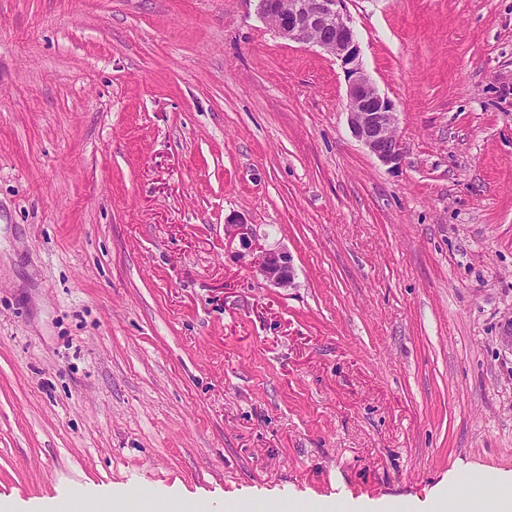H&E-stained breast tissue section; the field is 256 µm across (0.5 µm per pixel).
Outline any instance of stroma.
<instances>
[{
  "instance_id": "obj_1",
  "label": "stroma",
  "mask_w": 512,
  "mask_h": 512,
  "mask_svg": "<svg viewBox=\"0 0 512 512\" xmlns=\"http://www.w3.org/2000/svg\"><path fill=\"white\" fill-rule=\"evenodd\" d=\"M347 13L395 166L257 0H0L1 496L512 471V0ZM252 255V268L277 288H288L294 279L291 258L286 252L266 250L255 242L253 225L241 220L227 221L224 225V241L232 246L235 241Z\"/></svg>"
}]
</instances>
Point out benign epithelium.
Here are the masks:
<instances>
[{"label": "benign epithelium", "mask_w": 512, "mask_h": 512, "mask_svg": "<svg viewBox=\"0 0 512 512\" xmlns=\"http://www.w3.org/2000/svg\"><path fill=\"white\" fill-rule=\"evenodd\" d=\"M346 0H258L259 11L273 21L284 39L314 44L340 61L348 74L347 115L354 136L385 164L402 156L397 113L360 61L356 34L345 9ZM225 244L237 242L252 255V268L270 284L288 288L294 279L290 256L266 250L255 242L253 225L232 220L224 225Z\"/></svg>", "instance_id": "7a95c632"}]
</instances>
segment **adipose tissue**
Returning <instances> with one entry per match:
<instances>
[{"instance_id":"ef3b65f1","label":"adipose tissue","mask_w":512,"mask_h":512,"mask_svg":"<svg viewBox=\"0 0 512 512\" xmlns=\"http://www.w3.org/2000/svg\"><path fill=\"white\" fill-rule=\"evenodd\" d=\"M211 494L180 491L134 492L120 486H92L81 495L59 492L55 497L20 507L0 500V512H209ZM512 512V474L498 473L477 484L469 493L435 491L415 512Z\"/></svg>"}]
</instances>
